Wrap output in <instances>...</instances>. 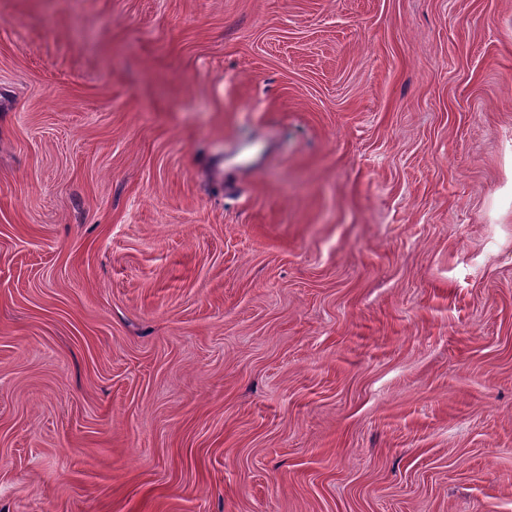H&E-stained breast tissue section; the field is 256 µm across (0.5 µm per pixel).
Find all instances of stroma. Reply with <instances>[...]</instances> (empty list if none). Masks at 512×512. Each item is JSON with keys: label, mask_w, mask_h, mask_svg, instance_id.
Returning a JSON list of instances; mask_svg holds the SVG:
<instances>
[{"label": "stroma", "mask_w": 512, "mask_h": 512, "mask_svg": "<svg viewBox=\"0 0 512 512\" xmlns=\"http://www.w3.org/2000/svg\"><path fill=\"white\" fill-rule=\"evenodd\" d=\"M0 512H512V0H0Z\"/></svg>", "instance_id": "obj_1"}]
</instances>
